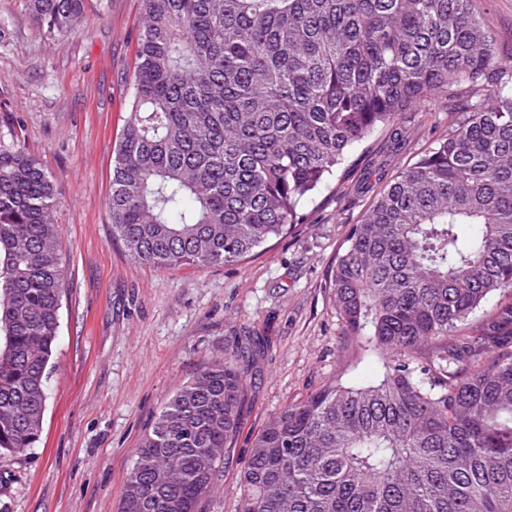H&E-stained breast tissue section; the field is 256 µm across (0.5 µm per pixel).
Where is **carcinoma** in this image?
I'll list each match as a JSON object with an SVG mask.
<instances>
[{"mask_svg": "<svg viewBox=\"0 0 512 512\" xmlns=\"http://www.w3.org/2000/svg\"><path fill=\"white\" fill-rule=\"evenodd\" d=\"M66 36L84 0H24ZM112 236L141 265L226 267L308 223L353 150L460 113L352 226L329 287L375 383L270 416L239 512H512V61L472 0H142ZM53 179L0 148V453L39 440L65 292ZM471 226L469 236L462 227ZM258 339L204 362L139 443L119 512H198L237 446ZM511 301L510 296H502L500 294L492 295L486 303L477 309L469 318L467 330L473 336H480V331L487 329V323L493 312Z\"/></svg>", "mask_w": 512, "mask_h": 512, "instance_id": "carcinoma-1", "label": "carcinoma"}]
</instances>
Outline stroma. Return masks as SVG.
Listing matches in <instances>:
<instances>
[{
  "mask_svg": "<svg viewBox=\"0 0 512 512\" xmlns=\"http://www.w3.org/2000/svg\"><path fill=\"white\" fill-rule=\"evenodd\" d=\"M96 3L86 0L74 34L52 37L23 0H0V145H20L55 178L51 221L67 271L40 440L0 456V512H118L140 439L165 402L245 337L263 346L235 458L271 415L311 392L377 381L380 357L343 334L330 270L373 192L455 118L442 105L404 114L402 139L379 134L357 147L311 223L240 264L139 265L112 235L108 201L142 2L112 0L103 13ZM474 9L512 57V0H474Z\"/></svg>",
  "mask_w": 512,
  "mask_h": 512,
  "instance_id": "stroma-1",
  "label": "stroma"
}]
</instances>
